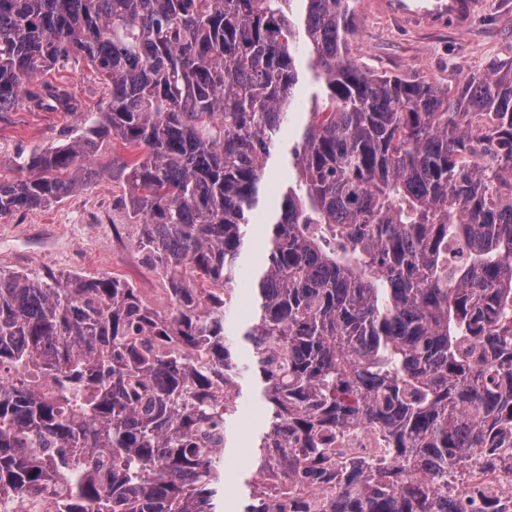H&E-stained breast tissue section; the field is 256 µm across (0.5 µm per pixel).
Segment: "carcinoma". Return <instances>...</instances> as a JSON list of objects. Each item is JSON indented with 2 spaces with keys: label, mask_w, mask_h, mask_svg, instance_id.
Segmentation results:
<instances>
[{
  "label": "carcinoma",
  "mask_w": 512,
  "mask_h": 512,
  "mask_svg": "<svg viewBox=\"0 0 512 512\" xmlns=\"http://www.w3.org/2000/svg\"><path fill=\"white\" fill-rule=\"evenodd\" d=\"M349 0H0V121L83 109L37 75L84 59L109 88L67 142L14 159L0 217L102 178L110 137L138 245L169 283L159 315L109 277L0 270V499L56 512H224V452L247 375L263 400L239 512H458L448 470L512 446V61L454 94L355 61ZM292 183L267 215L238 332L247 229L276 138ZM228 381L229 400L218 392ZM224 434L216 454L199 434ZM359 424L389 462L342 459L322 435ZM315 476L324 502L304 496ZM253 295L243 290L239 293L237 301L227 311L225 322L229 327H232L242 319L249 317L253 312ZM4 501L0 508L5 512H55L53 502L48 497L20 496Z\"/></svg>",
  "instance_id": "cac0c4a2"
}]
</instances>
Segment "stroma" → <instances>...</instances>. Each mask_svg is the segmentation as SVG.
Here are the masks:
<instances>
[{"instance_id": "1", "label": "stroma", "mask_w": 512, "mask_h": 512, "mask_svg": "<svg viewBox=\"0 0 512 512\" xmlns=\"http://www.w3.org/2000/svg\"><path fill=\"white\" fill-rule=\"evenodd\" d=\"M351 41L363 67L401 77L418 76L456 89L463 76L490 71L512 59V0H483L473 26L463 32L414 27L384 14L374 0H350ZM48 79L75 89L83 112L9 113L0 123V177L14 175L8 162L18 153L62 143L67 131L80 129L86 113L104 106L109 90L96 70L73 64L48 72ZM129 191L120 177L92 183L49 205L0 219V270L31 275L76 274L86 278L116 276L139 291L145 304L159 313L171 306L167 283L136 243L129 219ZM260 407L247 400L235 424V450L227 455V508H235L253 443Z\"/></svg>"}]
</instances>
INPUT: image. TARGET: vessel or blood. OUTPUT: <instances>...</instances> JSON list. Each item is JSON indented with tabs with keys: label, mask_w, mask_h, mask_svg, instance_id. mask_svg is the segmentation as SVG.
<instances>
[{
	"label": "vessel or blood",
	"mask_w": 512,
	"mask_h": 512,
	"mask_svg": "<svg viewBox=\"0 0 512 512\" xmlns=\"http://www.w3.org/2000/svg\"><path fill=\"white\" fill-rule=\"evenodd\" d=\"M381 10L413 24L465 30L481 10L480 0H380Z\"/></svg>",
	"instance_id": "obj_1"
}]
</instances>
